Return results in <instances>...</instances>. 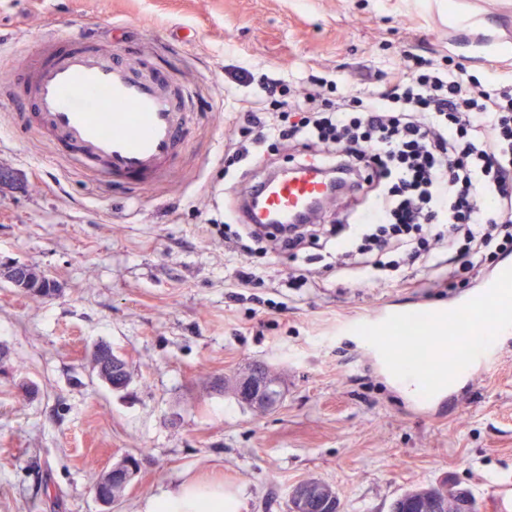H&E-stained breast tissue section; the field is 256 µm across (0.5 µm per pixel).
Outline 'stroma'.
<instances>
[{
    "label": "stroma",
    "instance_id": "35a3bbf8",
    "mask_svg": "<svg viewBox=\"0 0 512 512\" xmlns=\"http://www.w3.org/2000/svg\"><path fill=\"white\" fill-rule=\"evenodd\" d=\"M473 16L459 32L457 18ZM95 34L116 58L146 43L163 70L192 87L198 110L170 181L132 192L67 160L18 88L46 35ZM491 41L497 63L474 45ZM407 50L469 73L512 80V0H0V265L27 262L57 293L36 298L0 278V512H104L94 484L127 455L140 459L115 512H140L187 474L243 491L239 512H288L297 482L316 477L341 512H390L418 484L473 490L497 512L512 486V333L484 374L439 399L405 398L361 352L348 320L447 308L512 265L487 260L446 288L348 281L311 249L272 255L264 283L224 242L240 194L289 166V144L254 148L225 168L263 78L320 92L386 83ZM247 69L254 80L236 84ZM310 269L313 288L290 276ZM106 343L131 382L112 390L90 358ZM263 363L283 402H239L224 379Z\"/></svg>",
    "mask_w": 512,
    "mask_h": 512
}]
</instances>
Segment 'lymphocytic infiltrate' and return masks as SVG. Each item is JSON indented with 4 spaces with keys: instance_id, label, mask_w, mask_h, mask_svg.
<instances>
[{
    "instance_id": "lymphocytic-infiltrate-1",
    "label": "lymphocytic infiltrate",
    "mask_w": 512,
    "mask_h": 512,
    "mask_svg": "<svg viewBox=\"0 0 512 512\" xmlns=\"http://www.w3.org/2000/svg\"><path fill=\"white\" fill-rule=\"evenodd\" d=\"M272 98L255 126L267 139L318 153L347 173L351 192L373 190L345 224H291L277 233L241 225L233 238L292 251L336 246L339 267L388 277L402 261L449 278L480 267L490 249L512 251V86L469 79L463 64L434 70L402 54L389 86L319 102L312 93Z\"/></svg>"
}]
</instances>
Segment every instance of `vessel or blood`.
<instances>
[{"mask_svg":"<svg viewBox=\"0 0 512 512\" xmlns=\"http://www.w3.org/2000/svg\"><path fill=\"white\" fill-rule=\"evenodd\" d=\"M146 55L138 49L120 61L95 37H51L25 80L36 111L74 161L94 164L112 181L142 190L170 178L186 130L178 108L184 90L152 72ZM329 201L315 167L299 163L247 191L241 214L244 223L258 220L272 232ZM404 322L401 316L375 317L359 328L367 349L382 359L393 357L399 368L414 347L411 337L399 332ZM429 324L444 337L417 368L428 389L485 370L498 355L496 336L512 332V267L499 269L447 313L431 314Z\"/></svg>","mask_w":512,"mask_h":512,"instance_id":"vessel-or-blood-1","label":"vessel or blood"}]
</instances>
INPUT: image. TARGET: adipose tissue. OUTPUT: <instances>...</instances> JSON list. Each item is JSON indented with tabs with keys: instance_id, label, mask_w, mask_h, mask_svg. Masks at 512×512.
<instances>
[{
	"instance_id": "ef3b65f1",
	"label": "adipose tissue",
	"mask_w": 512,
	"mask_h": 512,
	"mask_svg": "<svg viewBox=\"0 0 512 512\" xmlns=\"http://www.w3.org/2000/svg\"><path fill=\"white\" fill-rule=\"evenodd\" d=\"M241 495L223 483L186 477L161 486L141 506V512H237Z\"/></svg>"
}]
</instances>
